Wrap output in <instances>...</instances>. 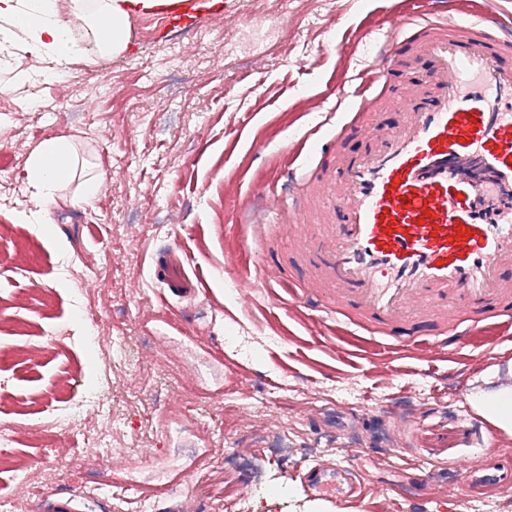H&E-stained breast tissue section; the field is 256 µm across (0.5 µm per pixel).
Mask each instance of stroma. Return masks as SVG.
Returning <instances> with one entry per match:
<instances>
[{
  "label": "stroma",
  "instance_id": "1",
  "mask_svg": "<svg viewBox=\"0 0 512 512\" xmlns=\"http://www.w3.org/2000/svg\"><path fill=\"white\" fill-rule=\"evenodd\" d=\"M391 1L230 0L191 32L135 26L122 55L0 94V420L18 425L0 456L35 479L59 469L20 494L22 512L70 495L77 512H108L132 475L125 512H342L302 483L338 461L371 485L360 512H406L411 463L431 476L424 512H512V483L463 486L490 443L512 454L492 411L512 394V340L491 358L452 348L392 370L358 331L323 346L275 279H240L259 261L244 227L291 224L288 203L353 105L328 90L369 65ZM50 135L73 137L79 177L44 203L26 162ZM98 173L93 206L73 207ZM176 239L183 288L161 275ZM90 393L127 416L111 449L32 434L51 405Z\"/></svg>",
  "mask_w": 512,
  "mask_h": 512
}]
</instances>
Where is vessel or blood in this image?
Here are the masks:
<instances>
[{"label":"vessel or blood","instance_id":"vessel-or-blood-1","mask_svg":"<svg viewBox=\"0 0 512 512\" xmlns=\"http://www.w3.org/2000/svg\"><path fill=\"white\" fill-rule=\"evenodd\" d=\"M475 11L462 25L441 14L412 35L429 63L424 78L403 70L396 41H385L360 83L339 82L337 98L355 112L337 139L365 129L361 155L323 162L295 205L288 241L302 258L297 280L323 308V327H356L377 339L375 356L392 350L444 355L477 334L512 326V35L496 0H451ZM203 0H170L152 11L156 31L189 29ZM406 81L402 117L372 125L382 94L373 85ZM512 481V466L489 452L467 476L468 491ZM310 497L353 508L368 496L354 469L309 467Z\"/></svg>","mask_w":512,"mask_h":512}]
</instances>
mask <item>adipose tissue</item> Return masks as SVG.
<instances>
[{"mask_svg":"<svg viewBox=\"0 0 512 512\" xmlns=\"http://www.w3.org/2000/svg\"><path fill=\"white\" fill-rule=\"evenodd\" d=\"M163 0H0V70L12 81L0 83V93H12L25 84L61 74L69 65L109 58L125 52L131 41V15ZM83 23L89 45L74 36L71 19ZM37 58L39 69L24 67L26 57ZM77 156L71 137L52 135L31 151L26 171L38 198L72 181Z\"/></svg>","mask_w":512,"mask_h":512,"instance_id":"adipose-tissue-1","label":"adipose tissue"}]
</instances>
